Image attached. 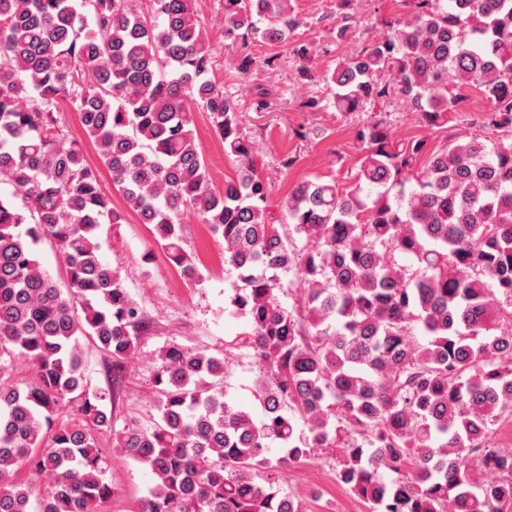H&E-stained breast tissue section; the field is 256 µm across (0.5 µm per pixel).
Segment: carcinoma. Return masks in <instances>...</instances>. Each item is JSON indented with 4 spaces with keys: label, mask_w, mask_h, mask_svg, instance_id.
<instances>
[{
    "label": "carcinoma",
    "mask_w": 512,
    "mask_h": 512,
    "mask_svg": "<svg viewBox=\"0 0 512 512\" xmlns=\"http://www.w3.org/2000/svg\"><path fill=\"white\" fill-rule=\"evenodd\" d=\"M290 2L224 0L225 37L289 42ZM351 3L336 0L338 41L355 34ZM405 4L408 18L321 75L332 106L390 98L442 127L475 90L490 104L486 134L433 147L393 139L381 119L359 130L353 183L317 177L289 192L285 217L311 244L297 250L270 222L255 144L210 77L193 0H153L149 15L133 0H0V184L13 188L0 198V359L36 369L21 385L0 364V512H96L112 497L104 432L154 476L141 512H304L273 474L317 448L339 451L336 480L372 512H512V448L491 443L512 415V0ZM293 54L314 77L313 44ZM63 103L185 276L197 273L182 246L186 212L223 239L262 419L230 399L224 358L168 344L154 376L159 420L114 429L81 339L120 366L141 317L100 259L103 219L122 216L66 140ZM200 110L238 162L219 193L191 130ZM43 239L64 258L65 294L35 257ZM286 270L305 284L300 312L278 300ZM65 406L78 420L51 429ZM24 468L52 482L17 481Z\"/></svg>",
    "instance_id": "obj_1"
}]
</instances>
